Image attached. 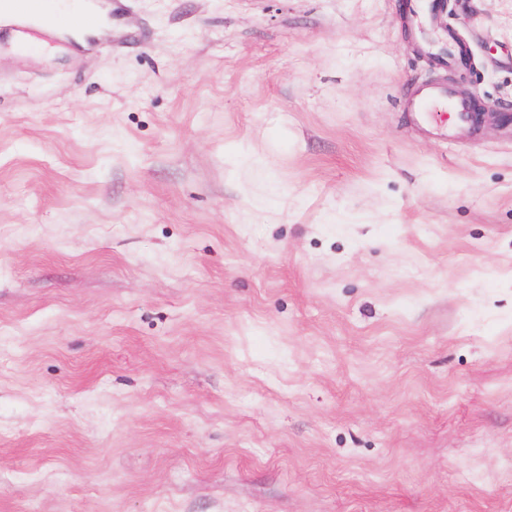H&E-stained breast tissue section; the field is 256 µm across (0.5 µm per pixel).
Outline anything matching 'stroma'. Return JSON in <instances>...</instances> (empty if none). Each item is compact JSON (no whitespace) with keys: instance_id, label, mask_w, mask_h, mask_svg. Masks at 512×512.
Returning a JSON list of instances; mask_svg holds the SVG:
<instances>
[{"instance_id":"35a3bbf8","label":"stroma","mask_w":512,"mask_h":512,"mask_svg":"<svg viewBox=\"0 0 512 512\" xmlns=\"http://www.w3.org/2000/svg\"><path fill=\"white\" fill-rule=\"evenodd\" d=\"M90 2L0 12V512H512V125L400 109L512 0Z\"/></svg>"}]
</instances>
